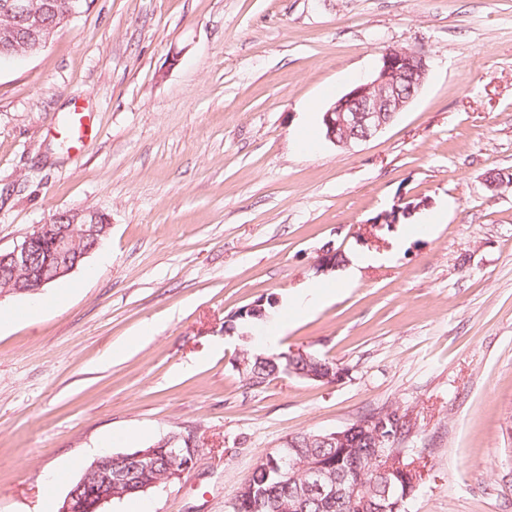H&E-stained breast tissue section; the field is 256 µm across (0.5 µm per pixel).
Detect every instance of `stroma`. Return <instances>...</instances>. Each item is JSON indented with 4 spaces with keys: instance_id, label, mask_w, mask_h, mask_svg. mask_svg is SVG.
<instances>
[{
    "instance_id": "35a3bbf8",
    "label": "stroma",
    "mask_w": 512,
    "mask_h": 512,
    "mask_svg": "<svg viewBox=\"0 0 512 512\" xmlns=\"http://www.w3.org/2000/svg\"><path fill=\"white\" fill-rule=\"evenodd\" d=\"M390 46L426 54L419 94L376 137L327 141L322 111ZM76 104L96 133L59 148ZM408 202L443 223L280 341L345 377L251 386L236 359L259 324L228 316L261 297L285 314L326 243L390 249L374 218ZM75 207L110 225L42 288L61 302L28 318L32 295H0L19 314L0 328V512H58L96 457L188 434L198 462L146 492L153 512H231L287 437L392 409L421 471L405 512H512V0H85L0 64V250Z\"/></svg>"
}]
</instances>
